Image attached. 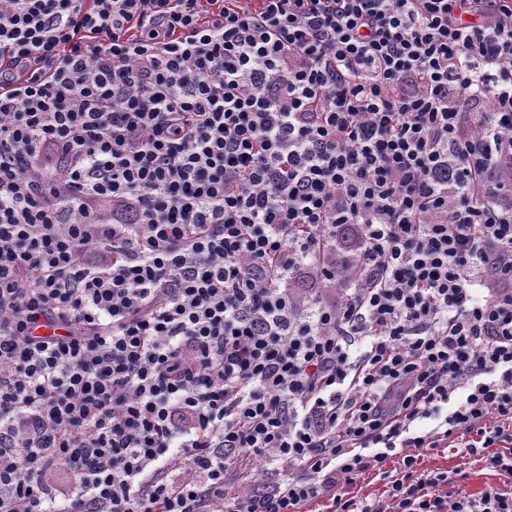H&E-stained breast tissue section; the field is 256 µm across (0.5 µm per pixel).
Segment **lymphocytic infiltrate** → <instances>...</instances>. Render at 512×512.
Wrapping results in <instances>:
<instances>
[{"label": "lymphocytic infiltrate", "instance_id": "1", "mask_svg": "<svg viewBox=\"0 0 512 512\" xmlns=\"http://www.w3.org/2000/svg\"><path fill=\"white\" fill-rule=\"evenodd\" d=\"M450 447L512 477V0H0V512H512ZM434 453V454H433ZM478 455H468L463 448H438L431 451L422 463V468L428 470L458 471L467 475L466 479L457 476L460 488L468 493H476L487 485H496L503 491H512L510 478L498 475L496 472L485 468ZM506 481V483L504 482ZM379 478V476L375 477V475L366 476L365 480L358 482L349 489L351 495L357 496L358 499L367 497L368 500L385 497L386 493L384 491L386 486L384 481L379 480Z\"/></svg>", "mask_w": 512, "mask_h": 512}]
</instances>
